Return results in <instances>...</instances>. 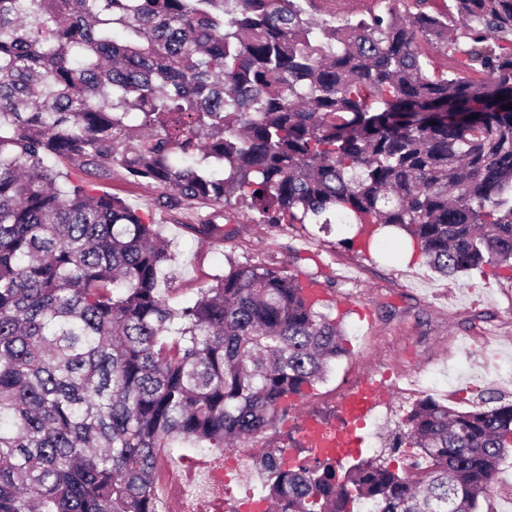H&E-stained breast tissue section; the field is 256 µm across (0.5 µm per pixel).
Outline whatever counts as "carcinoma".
<instances>
[{
  "instance_id": "carcinoma-1",
  "label": "carcinoma",
  "mask_w": 512,
  "mask_h": 512,
  "mask_svg": "<svg viewBox=\"0 0 512 512\" xmlns=\"http://www.w3.org/2000/svg\"><path fill=\"white\" fill-rule=\"evenodd\" d=\"M450 2L329 23L302 0H0V512H158L159 449L248 444L346 353L285 270L169 304L154 224L51 159L257 224L351 216L349 247L397 226L443 276L512 270V0ZM490 402L415 404L391 444L413 472L265 453L262 498L480 512L512 451V404Z\"/></svg>"
}]
</instances>
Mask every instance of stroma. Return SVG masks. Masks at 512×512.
I'll return each mask as SVG.
<instances>
[{
    "label": "stroma",
    "mask_w": 512,
    "mask_h": 512,
    "mask_svg": "<svg viewBox=\"0 0 512 512\" xmlns=\"http://www.w3.org/2000/svg\"><path fill=\"white\" fill-rule=\"evenodd\" d=\"M446 0H310L318 20H342L371 12H445ZM59 171L93 182L97 191L122 199L131 209L151 214L173 260L164 266L158 288L170 304L196 299L200 287L224 275L231 264L282 268L300 279H315L333 308L343 312L346 355L338 358L326 381L306 395L291 398L275 426L256 437L253 447L282 448L295 460L310 453L301 444V426L313 416L340 421L341 395L363 378L383 371L401 378L390 389L384 418L368 419L359 457L404 470L410 460L392 453L389 436L413 405L403 390L427 381V396L458 410L482 405L494 396L512 403V386L495 387L484 377L492 370L512 375V271L473 270L449 280L432 270L421 255L409 252L401 231L385 229L378 246L362 255L343 240V224H255L239 205L217 210L206 201L175 209L159 207L162 187L134 180L122 169L104 176L93 168L57 162ZM214 219L210 235L198 224Z\"/></svg>",
    "instance_id": "1"
}]
</instances>
